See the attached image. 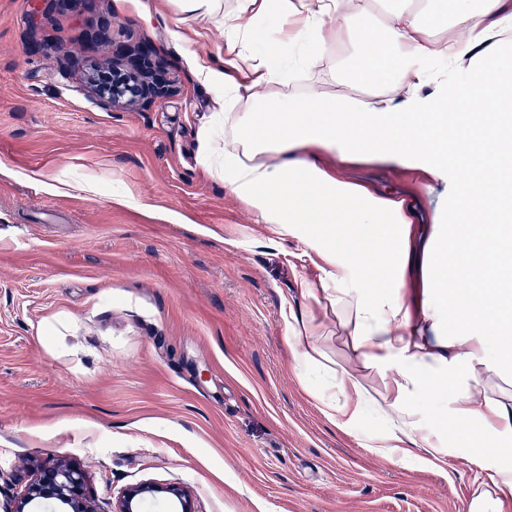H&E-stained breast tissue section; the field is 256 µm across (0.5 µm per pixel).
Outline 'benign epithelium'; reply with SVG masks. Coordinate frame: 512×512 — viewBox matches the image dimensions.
<instances>
[{"label": "benign epithelium", "mask_w": 512, "mask_h": 512, "mask_svg": "<svg viewBox=\"0 0 512 512\" xmlns=\"http://www.w3.org/2000/svg\"><path fill=\"white\" fill-rule=\"evenodd\" d=\"M112 68L121 65L132 72L136 89L130 95L119 88H112L107 96L97 87L94 79L86 84L88 93L100 102L114 109L134 106H150L171 94V84L166 78L163 63L157 58L151 43L139 41L116 46ZM158 493H166L180 505L179 512H194L190 495L181 487H158L145 483L128 489L112 505V512H141L142 504ZM51 505L53 512H97L85 493V473L66 461H59L50 467L34 466L26 490L14 499L9 512H42L45 505Z\"/></svg>", "instance_id": "7a95c632"}]
</instances>
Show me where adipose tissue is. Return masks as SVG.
<instances>
[{"mask_svg":"<svg viewBox=\"0 0 512 512\" xmlns=\"http://www.w3.org/2000/svg\"><path fill=\"white\" fill-rule=\"evenodd\" d=\"M173 36L194 45L187 18L224 29L228 59L198 58L200 81L215 93L224 139L202 132L223 154L224 181L277 234L306 240L320 261V286L305 292L336 316L379 388L369 392L348 368L335 390L316 394L323 415L348 430L368 409L385 418L372 453L444 462L448 450L424 419L431 396L456 425L458 447L481 437V452L503 460L489 477L500 512H512V0H390L384 24L374 0H173ZM451 23L452 39L435 37ZM354 50L328 88L284 92L279 59L294 48L304 69L321 65L339 31ZM267 44L257 53L258 44ZM469 60L466 83L447 88L449 64ZM363 94H351L355 84ZM436 84L424 99L420 90ZM373 162L455 172L444 224H420L403 194H380L344 179L340 167ZM350 224L348 235L336 226ZM380 241L377 249L348 238ZM386 284L364 285L369 269ZM312 318L295 322L289 345L301 368L320 364Z\"/></svg>","mask_w":512,"mask_h":512,"instance_id":"ef3b65f1","label":"adipose tissue"}]
</instances>
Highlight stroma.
I'll use <instances>...</instances> for the list:
<instances>
[{
	"label": "stroma",
	"mask_w": 512,
	"mask_h": 512,
	"mask_svg": "<svg viewBox=\"0 0 512 512\" xmlns=\"http://www.w3.org/2000/svg\"><path fill=\"white\" fill-rule=\"evenodd\" d=\"M153 13L114 0H0V512L27 465L66 460L87 473L100 512L141 483L177 485L195 512H493L472 462L446 434L432 467L368 446L375 415L331 424L300 380L285 314H314L321 346L357 366L345 331L304 283L322 272L305 242L247 209L200 141L216 137L213 94L194 55L224 31L193 20L194 47ZM148 38L177 91L115 110L83 91L115 43ZM385 193L409 190L447 215L453 178L353 165ZM57 192H49V185Z\"/></svg>",
	"instance_id": "obj_1"
}]
</instances>
